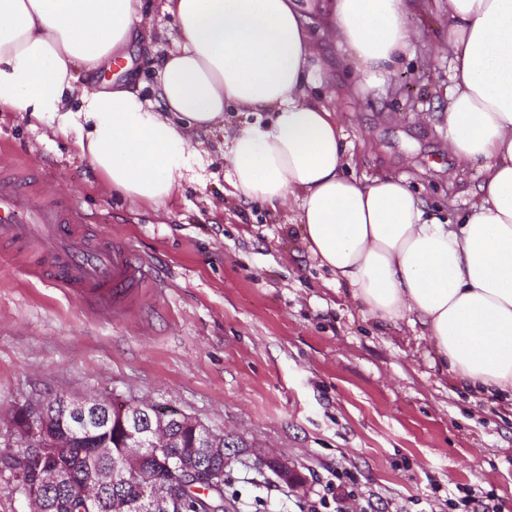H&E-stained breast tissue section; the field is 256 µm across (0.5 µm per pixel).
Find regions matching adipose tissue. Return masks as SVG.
Listing matches in <instances>:
<instances>
[{"mask_svg": "<svg viewBox=\"0 0 512 512\" xmlns=\"http://www.w3.org/2000/svg\"><path fill=\"white\" fill-rule=\"evenodd\" d=\"M446 2L448 152L482 174L453 221L426 218L405 178L347 174L342 124L310 93L320 50L306 12L320 10L367 90L413 45L407 0H165L176 47L154 97L141 95L129 63L76 110L67 94L77 72L110 69L146 38L143 0H0V112L51 117L108 187L155 208L229 107L269 112L228 136L225 196L289 206L309 252L363 315L421 325L462 386L512 401V0Z\"/></svg>", "mask_w": 512, "mask_h": 512, "instance_id": "1", "label": "adipose tissue"}]
</instances>
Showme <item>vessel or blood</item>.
Masks as SVG:
<instances>
[{
  "label": "vessel or blood",
  "instance_id": "1",
  "mask_svg": "<svg viewBox=\"0 0 512 512\" xmlns=\"http://www.w3.org/2000/svg\"><path fill=\"white\" fill-rule=\"evenodd\" d=\"M0 243L28 276L110 313L125 308L151 276L132 251L97 232L71 197L9 165L0 166Z\"/></svg>",
  "mask_w": 512,
  "mask_h": 512
}]
</instances>
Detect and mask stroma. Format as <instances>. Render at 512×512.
<instances>
[{
    "label": "stroma",
    "mask_w": 512,
    "mask_h": 512,
    "mask_svg": "<svg viewBox=\"0 0 512 512\" xmlns=\"http://www.w3.org/2000/svg\"><path fill=\"white\" fill-rule=\"evenodd\" d=\"M149 48L132 51L146 87L174 44L162 0H143ZM420 37L400 71L369 94L348 88L343 55L323 47V76L353 144L356 177L388 172L439 218L468 207L480 180L455 168L438 132L447 101L445 0H416ZM229 112L164 208L112 195L75 137L47 120L0 114V152L38 166L117 244L152 268L122 311L106 314L0 258V410L93 395L174 406L223 432L231 512H299L331 472L356 473L345 512H448L457 487L495 492L512 512V404L456 386L419 329L365 318L309 253L288 211L225 197L224 135L252 125ZM283 458L295 488L267 463Z\"/></svg>",
    "instance_id": "obj_1"
}]
</instances>
